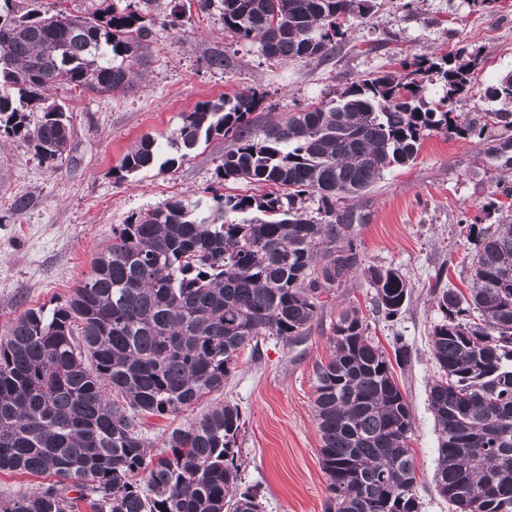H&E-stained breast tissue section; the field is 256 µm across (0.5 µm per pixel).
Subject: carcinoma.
<instances>
[{
  "instance_id": "1",
  "label": "carcinoma",
  "mask_w": 512,
  "mask_h": 512,
  "mask_svg": "<svg viewBox=\"0 0 512 512\" xmlns=\"http://www.w3.org/2000/svg\"><path fill=\"white\" fill-rule=\"evenodd\" d=\"M224 31L271 59L327 57L370 0H219ZM159 0L110 2L73 14L0 3V138H20L52 165L72 123L46 92L110 96L149 57ZM427 61V58H422ZM429 62V61H427ZM445 81L436 105L402 70L351 82L338 99L250 131L260 102L242 92L202 102L165 142L145 135L117 178L172 168L213 138L231 137L222 181L269 186L259 196L170 199L112 231V243L64 303L29 308L0 336V472L57 481L0 501V512H263L241 488L238 405L226 401L173 428L151 453L144 418L174 417L224 389L244 350L273 336L302 343L321 296L362 272L375 312L389 319L411 296L393 268L369 265L353 243L363 196L391 168L416 160L431 132H477L455 112L471 65L429 62ZM512 100V73L487 90ZM41 117L30 124L29 113ZM318 197L319 218L302 196ZM469 295L429 287L441 319L430 336L437 377L427 400L438 433L433 480L453 512H512V218L478 232ZM333 354L316 365L313 408L326 476L325 512H421L408 440L410 404L394 377L409 346L390 355L356 309L340 312ZM78 496H69V491Z\"/></svg>"
}]
</instances>
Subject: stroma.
<instances>
[{
    "instance_id": "1",
    "label": "stroma",
    "mask_w": 512,
    "mask_h": 512,
    "mask_svg": "<svg viewBox=\"0 0 512 512\" xmlns=\"http://www.w3.org/2000/svg\"><path fill=\"white\" fill-rule=\"evenodd\" d=\"M369 22L352 19L347 37L323 60H273L256 41L225 33L218 6L192 9L178 26L153 28L150 61L127 92L111 96L51 90L68 107L71 149L55 167L42 163L23 142L0 139V332L30 308H53L88 276L113 229L170 198L201 201V215L215 196L260 195L263 186L221 181L216 168L233 147L229 138L201 144L173 168L151 169L118 180L127 149L145 134H170L182 113L198 103L254 91L262 102L252 133L335 98L357 78L395 68L417 55L450 54L478 67L460 112L479 116L512 105L489 99L486 90L512 71V0H493L479 10L472 0H372ZM223 49L229 67H208L211 48ZM512 140V129L495 126L483 138L431 133L412 165L387 171L374 188L351 201L358 214L354 244L366 262L398 269L411 298L392 319L374 313V290L360 275L325 297L305 341L286 346L261 341L257 355L242 352L223 391L208 395L177 419L150 418L149 437L199 418L218 402L240 408L245 420L238 446L244 484L259 491L264 512H324L328 492L319 460L320 437L313 411V374L333 351V327L342 310L359 309L369 333L384 348L396 339L409 359L396 379L413 414L409 441L422 512H449L433 483L438 439L427 401L435 374L430 335L439 314L429 303L434 282L467 290V225L482 229L512 215V163L495 146ZM29 205L18 211L17 198Z\"/></svg>"
}]
</instances>
